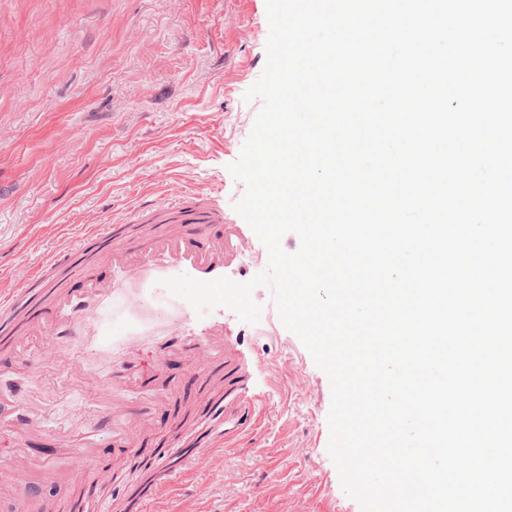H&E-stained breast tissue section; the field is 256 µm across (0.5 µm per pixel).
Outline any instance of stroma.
Returning <instances> with one entry per match:
<instances>
[{
	"label": "stroma",
	"mask_w": 512,
	"mask_h": 512,
	"mask_svg": "<svg viewBox=\"0 0 512 512\" xmlns=\"http://www.w3.org/2000/svg\"><path fill=\"white\" fill-rule=\"evenodd\" d=\"M268 33L266 0H0V299L36 272L62 288L88 272L115 279L96 254L76 266L57 260L115 216L134 236L159 231L154 205L166 196L216 198L227 221L241 223L234 205L246 185L228 166L263 105L244 95L265 67ZM252 299L257 323L228 309L224 325L265 399L260 422L240 446L213 449L173 477L148 512H360L328 453V376L281 322L272 289L256 287ZM175 340L157 332L120 358L89 362L101 380L119 376L152 426L138 453L107 434L94 450V465L114 473L97 494L114 506L144 477L143 458L176 450L195 428L201 395L186 358L160 353ZM163 380L174 395L151 403ZM98 403L61 368L27 378L0 346V512H57L65 486L44 480L20 492L6 462L24 449L65 465L66 439L82 434ZM27 404L45 409L41 437L13 420ZM228 470L236 483H225Z\"/></svg>",
	"instance_id": "obj_1"
}]
</instances>
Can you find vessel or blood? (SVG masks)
<instances>
[{"label":"vessel or blood","mask_w":512,"mask_h":512,"mask_svg":"<svg viewBox=\"0 0 512 512\" xmlns=\"http://www.w3.org/2000/svg\"><path fill=\"white\" fill-rule=\"evenodd\" d=\"M167 207L174 213V223L164 236L135 240L129 237L127 225L118 222L98 225L91 233V240L108 253L113 268L121 272L120 282L91 280L84 288L65 291L53 287L45 275L38 274L28 277L9 301L0 302V343H17L28 326L51 339L41 361H28L27 366L33 371L46 361L91 379L84 355L65 344L90 317L96 321L91 352L120 355L125 345L166 325L181 336L188 351V373L201 384H209L215 363L223 362L224 394L206 401L196 438L182 445L176 454L160 456L149 463L151 483L147 499L151 502L164 493L173 476L197 457L220 444L233 446L238 438L248 434L258 412L249 393V364L224 331L223 308H216L213 319L195 321L193 307L171 296L161 284L162 279L183 274L200 281L225 276L235 269L243 245L250 239L247 227L225 223L223 209L214 202L200 206L178 200L168 202ZM190 224L201 231L222 225V232L213 237L210 252L198 253L188 247L186 227ZM134 299L140 306L133 311L129 304ZM132 419L141 426L148 422L146 415L130 406L124 389L113 386L111 397L102 403L90 422L87 435L70 440L72 462L66 474H59L56 465L46 460L36 468L26 460L21 468L26 472L37 469L39 477L47 480L65 476L79 488L91 479L101 485L111 484V469H96L91 464L95 438L105 430L111 432L113 440H125L123 426ZM58 512H112V507L106 500L87 498L79 492L60 501Z\"/></svg>","instance_id":"b4317fda"}]
</instances>
